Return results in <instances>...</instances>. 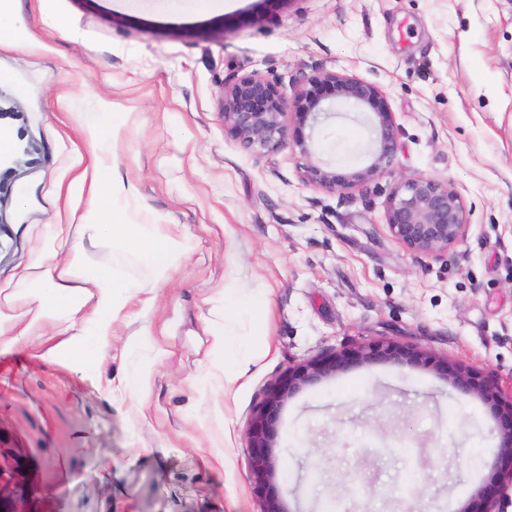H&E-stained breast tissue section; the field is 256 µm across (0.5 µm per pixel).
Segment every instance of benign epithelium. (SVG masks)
Listing matches in <instances>:
<instances>
[{
    "label": "benign epithelium",
    "mask_w": 512,
    "mask_h": 512,
    "mask_svg": "<svg viewBox=\"0 0 512 512\" xmlns=\"http://www.w3.org/2000/svg\"><path fill=\"white\" fill-rule=\"evenodd\" d=\"M308 87L290 99L279 83L257 73L224 84L219 110L224 127L244 147L257 152L291 146L305 159L302 180L328 192H343L373 182L390 171L398 139V127L387 98L374 82L331 71H317ZM344 101L368 114L375 134L370 162L349 173L338 172L312 161L313 132L329 115L328 105ZM460 193L447 181L414 175L398 181L385 201L386 224L392 238L414 254L439 256L465 236L470 224ZM392 361L416 365L422 358L394 344L373 343L354 350L334 352L300 365L275 383L250 425L253 465L266 489L264 512H287L276 486L274 449L285 402L303 386L348 370L352 365ZM462 396H478L494 412L501 444L492 467L512 460V404L499 403L494 382L476 377L469 369L441 365Z\"/></svg>",
    "instance_id": "benign-epithelium-1"
}]
</instances>
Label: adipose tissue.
Instances as JSON below:
<instances>
[{"label": "adipose tissue", "mask_w": 512, "mask_h": 512, "mask_svg": "<svg viewBox=\"0 0 512 512\" xmlns=\"http://www.w3.org/2000/svg\"><path fill=\"white\" fill-rule=\"evenodd\" d=\"M119 181L111 168L95 167L91 176L76 177L70 193L89 192L90 204L85 227L96 236L112 241L142 257L151 267L157 282H166L180 265L186 253L185 243L178 238L154 232L149 225L108 222L105 218ZM85 254L81 241L70 247L66 268H58L53 253H46L37 274L26 276L22 295L0 299V349L11 348L24 340H44L49 325L74 326L76 318H84L81 332L67 336L45 348L43 360L62 366L92 368L107 353V338L112 332L114 316L121 310L123 285L109 272H99L91 287H83ZM26 299L28 307L19 315L10 314L17 299Z\"/></svg>", "instance_id": "ef3b65f1"}]
</instances>
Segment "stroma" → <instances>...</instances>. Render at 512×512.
I'll return each instance as SVG.
<instances>
[{"label": "stroma", "instance_id": "obj_1", "mask_svg": "<svg viewBox=\"0 0 512 512\" xmlns=\"http://www.w3.org/2000/svg\"><path fill=\"white\" fill-rule=\"evenodd\" d=\"M170 0H17L25 38L0 48V124L21 136L0 175V293L46 248L126 284L109 351L91 372L22 342L0 351V512H261L248 435L288 369L393 342L416 366L363 363L303 386L283 408L276 485L287 512H475L500 444L489 405L458 394L434 361L460 363L512 402V0H214L194 20ZM317 70L377 83L399 128L390 173L344 194L303 183L292 147L244 148L224 127V84L257 73L287 95ZM70 92L68 108L55 103ZM123 113L90 156L80 118ZM366 114L336 104L314 160L364 166ZM128 190L114 221L161 223L190 258L154 286L141 258L82 236L67 188L92 161ZM450 181L473 215L448 254L410 253L385 218L403 177ZM268 295L215 350L224 291ZM150 343L141 392L129 347ZM251 360L224 382V358Z\"/></svg>", "mask_w": 512, "mask_h": 512}]
</instances>
